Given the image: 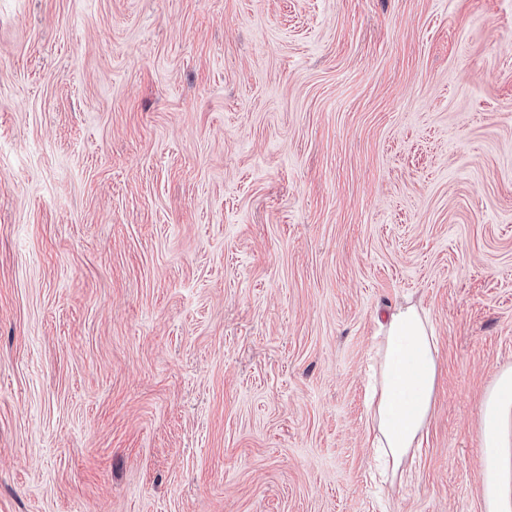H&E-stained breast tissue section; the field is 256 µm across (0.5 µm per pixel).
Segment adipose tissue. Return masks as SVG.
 <instances>
[{"mask_svg":"<svg viewBox=\"0 0 512 512\" xmlns=\"http://www.w3.org/2000/svg\"><path fill=\"white\" fill-rule=\"evenodd\" d=\"M381 342L368 359L370 446L380 474L398 470L421 447L439 379V349L430 318L415 304L380 326ZM484 467L482 512H512V367L498 370L479 407Z\"/></svg>","mask_w":512,"mask_h":512,"instance_id":"ef3b65f1","label":"adipose tissue"}]
</instances>
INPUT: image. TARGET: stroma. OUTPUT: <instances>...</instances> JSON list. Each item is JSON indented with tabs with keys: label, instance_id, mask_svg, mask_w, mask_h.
Instances as JSON below:
<instances>
[{
	"label": "stroma",
	"instance_id": "obj_1",
	"mask_svg": "<svg viewBox=\"0 0 512 512\" xmlns=\"http://www.w3.org/2000/svg\"><path fill=\"white\" fill-rule=\"evenodd\" d=\"M508 365L512 0H0V512H481ZM382 341L368 358L370 448L381 475L395 473L421 448L439 379V349L430 318L415 304L380 326Z\"/></svg>",
	"mask_w": 512,
	"mask_h": 512
}]
</instances>
